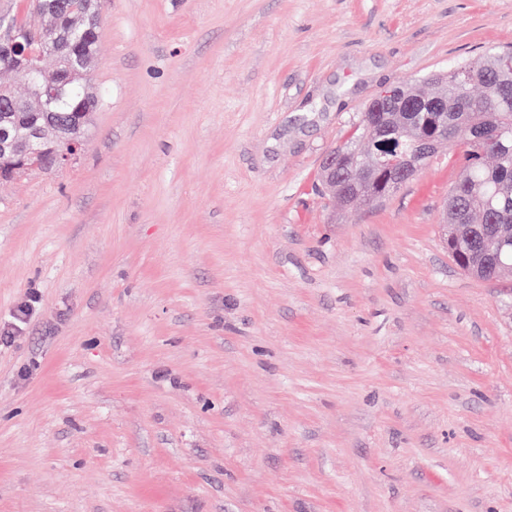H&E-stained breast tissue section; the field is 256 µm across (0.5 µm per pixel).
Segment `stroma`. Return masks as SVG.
Masks as SVG:
<instances>
[{
  "instance_id": "35a3bbf8",
  "label": "stroma",
  "mask_w": 512,
  "mask_h": 512,
  "mask_svg": "<svg viewBox=\"0 0 512 512\" xmlns=\"http://www.w3.org/2000/svg\"><path fill=\"white\" fill-rule=\"evenodd\" d=\"M509 43L512 0H104L85 146L0 181V512H512L461 147L380 205L317 182L382 88Z\"/></svg>"
}]
</instances>
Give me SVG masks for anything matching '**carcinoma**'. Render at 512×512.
I'll return each instance as SVG.
<instances>
[{
  "label": "carcinoma",
  "mask_w": 512,
  "mask_h": 512,
  "mask_svg": "<svg viewBox=\"0 0 512 512\" xmlns=\"http://www.w3.org/2000/svg\"><path fill=\"white\" fill-rule=\"evenodd\" d=\"M42 18L40 30L27 22L28 15ZM102 0H67V10L54 8V0H18L9 16L12 34L29 49L38 65L50 58L51 78L69 67L82 73L80 65L93 62L100 44V30L82 36V19L100 17ZM431 84L448 103V124L419 112L404 122L393 116L382 132L373 125L372 113L358 115L353 135L333 148L340 166L336 169V191L344 183L356 185L348 207L380 204L394 194V183L402 160L414 156L418 146L430 140L448 146H463V163L448 190V203L460 207L459 222L447 224L448 254L464 273L495 283L512 270V46L497 45L481 55L457 63L445 72L411 80L403 87L414 92ZM91 88L88 77L68 84L52 103L56 116L67 122L83 111V99ZM18 100V112H0V121L10 124L24 139L28 122L44 113L29 112L23 96L12 86L0 84V98ZM52 151L37 157L39 164H54L53 155L67 150L66 134L48 131Z\"/></svg>",
  "instance_id": "cac0c4a2"
}]
</instances>
